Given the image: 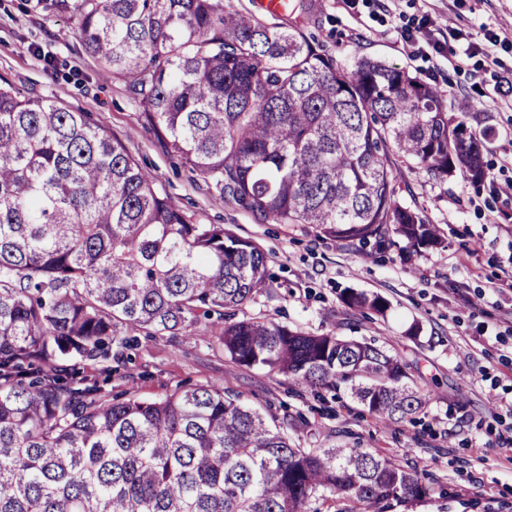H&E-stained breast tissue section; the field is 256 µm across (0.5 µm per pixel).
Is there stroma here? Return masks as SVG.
<instances>
[{
  "mask_svg": "<svg viewBox=\"0 0 512 512\" xmlns=\"http://www.w3.org/2000/svg\"><path fill=\"white\" fill-rule=\"evenodd\" d=\"M36 0H0V83L21 96L88 113L156 180L172 203L204 224H221L258 244L268 258L271 290L239 311L267 314L320 335L376 339L407 363L432 395L415 421L368 415L346 393L294 396L293 382L263 367L246 369L212 352L209 329L191 336L139 337L109 362L85 360V374L112 376L115 396L159 399L180 386L216 384L251 406L298 416L305 447L366 448L415 467L448 490L445 505L414 512H512V0H305L306 9L268 17L299 28L347 63L384 61L434 84L456 115L467 104L471 126L484 135V177L455 171L440 182L403 170L398 200L423 212L441 235L433 248L397 240L385 251L361 250L322 236L309 224H268L231 208L168 153L147 128L128 84L104 71L76 36L66 12L35 9ZM466 32L438 54L408 47L402 33L423 15ZM499 35L488 43L486 32ZM480 50L463 58L467 44ZM378 294L385 314L349 308L346 292Z\"/></svg>",
  "mask_w": 512,
  "mask_h": 512,
  "instance_id": "obj_1",
  "label": "stroma"
}]
</instances>
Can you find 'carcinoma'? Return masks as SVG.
<instances>
[{
    "label": "carcinoma",
    "mask_w": 512,
    "mask_h": 512,
    "mask_svg": "<svg viewBox=\"0 0 512 512\" xmlns=\"http://www.w3.org/2000/svg\"><path fill=\"white\" fill-rule=\"evenodd\" d=\"M85 51L129 81L141 118L229 206L379 248L441 244L395 196L399 164L484 174L468 112L371 59L353 65L296 28L222 0H78ZM269 288L267 257L161 193L81 112L0 86V512H398L434 494L364 448H305L293 420L215 384L114 401L78 368L133 334L190 336L313 395L340 388L390 421L429 395L372 342L236 311ZM354 309L389 303L348 293Z\"/></svg>",
    "instance_id": "cac0c4a2"
}]
</instances>
